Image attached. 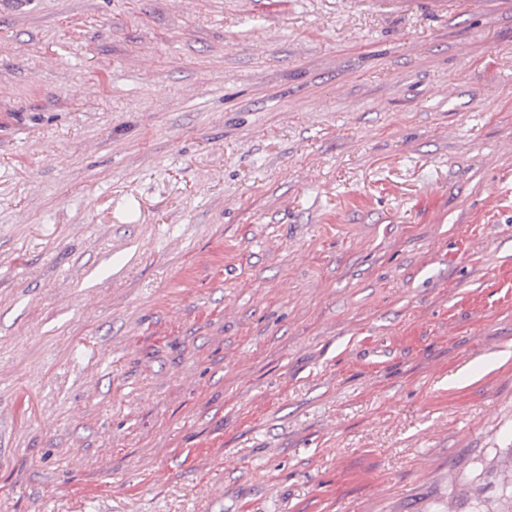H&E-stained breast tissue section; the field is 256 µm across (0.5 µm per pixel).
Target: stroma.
Instances as JSON below:
<instances>
[{
  "instance_id": "1",
  "label": "stroma",
  "mask_w": 512,
  "mask_h": 512,
  "mask_svg": "<svg viewBox=\"0 0 512 512\" xmlns=\"http://www.w3.org/2000/svg\"><path fill=\"white\" fill-rule=\"evenodd\" d=\"M512 0H0V512H512Z\"/></svg>"
}]
</instances>
